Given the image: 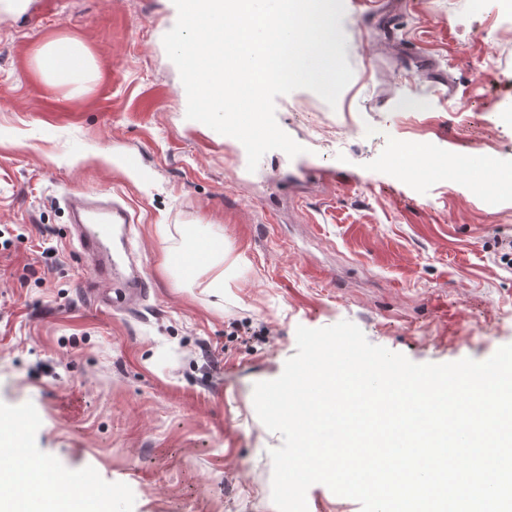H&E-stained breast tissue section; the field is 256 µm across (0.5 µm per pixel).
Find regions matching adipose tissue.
<instances>
[{
	"instance_id": "adipose-tissue-1",
	"label": "adipose tissue",
	"mask_w": 512,
	"mask_h": 512,
	"mask_svg": "<svg viewBox=\"0 0 512 512\" xmlns=\"http://www.w3.org/2000/svg\"><path fill=\"white\" fill-rule=\"evenodd\" d=\"M88 64L86 50L66 39L43 44L37 55V66L46 78L72 86L79 85ZM185 238L186 251L202 255L194 278L204 279L209 291L223 293L228 273L239 269L243 258L230 257L223 233L213 228L187 230ZM62 480L61 474L42 461L29 459L20 467L0 460V512H101L100 504L90 497L50 492V483Z\"/></svg>"
}]
</instances>
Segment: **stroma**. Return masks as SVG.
Here are the masks:
<instances>
[{
    "label": "stroma",
    "instance_id": "1",
    "mask_svg": "<svg viewBox=\"0 0 512 512\" xmlns=\"http://www.w3.org/2000/svg\"><path fill=\"white\" fill-rule=\"evenodd\" d=\"M0 14V415L66 480L94 474L105 512H277L253 386L279 377L296 329L348 320L416 363L489 359L512 344V14L501 0H344L353 69L336 106L276 98L305 151L256 171L235 139L186 117L163 37L173 0H27ZM67 38L83 90L47 85L38 49ZM465 159L409 179L401 149ZM110 191L134 217L150 288L99 306L65 197ZM193 224L246 268L209 294L162 253Z\"/></svg>",
    "mask_w": 512,
    "mask_h": 512
}]
</instances>
